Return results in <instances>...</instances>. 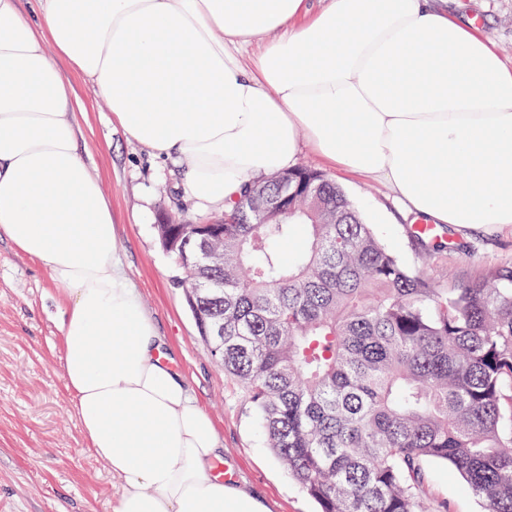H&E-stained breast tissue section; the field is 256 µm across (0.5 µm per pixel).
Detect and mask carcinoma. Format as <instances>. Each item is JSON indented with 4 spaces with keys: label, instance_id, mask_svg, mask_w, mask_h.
<instances>
[{
    "label": "carcinoma",
    "instance_id": "carcinoma-1",
    "mask_svg": "<svg viewBox=\"0 0 512 512\" xmlns=\"http://www.w3.org/2000/svg\"><path fill=\"white\" fill-rule=\"evenodd\" d=\"M289 198L287 220L224 212V256L193 224L169 251L218 292L191 306L268 447L319 512H429L425 464L512 512V262L449 288L390 253L344 191ZM425 259L448 243L412 232Z\"/></svg>",
    "mask_w": 512,
    "mask_h": 512
}]
</instances>
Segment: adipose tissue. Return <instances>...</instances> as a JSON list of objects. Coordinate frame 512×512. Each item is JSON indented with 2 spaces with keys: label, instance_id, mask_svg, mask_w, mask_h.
<instances>
[{
  "label": "adipose tissue",
  "instance_id": "ef3b65f1",
  "mask_svg": "<svg viewBox=\"0 0 512 512\" xmlns=\"http://www.w3.org/2000/svg\"><path fill=\"white\" fill-rule=\"evenodd\" d=\"M63 61L202 212L308 147L451 226L512 224V65L435 0H0V238L64 302L63 377L114 512H266L212 474L214 423L121 267Z\"/></svg>",
  "mask_w": 512,
  "mask_h": 512
}]
</instances>
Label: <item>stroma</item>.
Returning a JSON list of instances; mask_svg holds the SVG:
<instances>
[{
	"mask_svg": "<svg viewBox=\"0 0 512 512\" xmlns=\"http://www.w3.org/2000/svg\"><path fill=\"white\" fill-rule=\"evenodd\" d=\"M474 18L512 63V0H468ZM79 149L112 201L123 268L153 317L167 350L212 418L224 464L236 485L254 493L268 512H318L316 502L266 446L254 408L235 379L215 363L177 286L179 272L155 230L161 210L180 209L195 222L190 201H176L171 164L152 158L113 122L91 85L74 79ZM298 166L336 182L384 246L408 267L421 260L407 216L381 184L325 165L303 150ZM448 280L482 278L512 261V225L450 232ZM63 305L48 274L0 239V512H113L120 483L87 450L63 378ZM427 497L450 512H481L457 472L426 465Z\"/></svg>",
	"mask_w": 512,
	"mask_h": 512,
	"instance_id": "obj_1",
	"label": "stroma"
}]
</instances>
